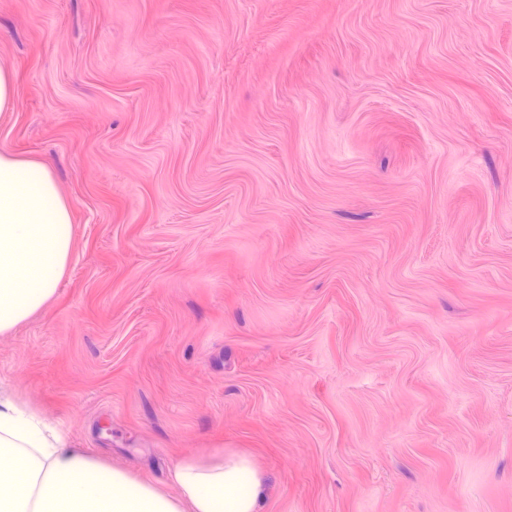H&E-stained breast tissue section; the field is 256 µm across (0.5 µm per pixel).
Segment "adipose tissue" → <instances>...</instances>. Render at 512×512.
<instances>
[{
  "mask_svg": "<svg viewBox=\"0 0 512 512\" xmlns=\"http://www.w3.org/2000/svg\"><path fill=\"white\" fill-rule=\"evenodd\" d=\"M72 244L67 202L41 161L0 152V334L45 307ZM171 490L70 447L0 397V512H259L268 476L251 454L218 448L175 465Z\"/></svg>",
  "mask_w": 512,
  "mask_h": 512,
  "instance_id": "obj_1",
  "label": "adipose tissue"
}]
</instances>
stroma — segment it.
I'll return each instance as SVG.
<instances>
[{"label":"stroma","instance_id":"35a3bbf8","mask_svg":"<svg viewBox=\"0 0 512 512\" xmlns=\"http://www.w3.org/2000/svg\"><path fill=\"white\" fill-rule=\"evenodd\" d=\"M1 65L73 238L0 395L260 512H512V0H0Z\"/></svg>","mask_w":512,"mask_h":512}]
</instances>
